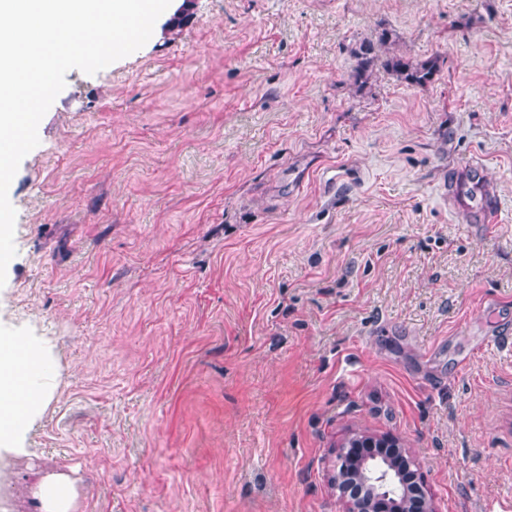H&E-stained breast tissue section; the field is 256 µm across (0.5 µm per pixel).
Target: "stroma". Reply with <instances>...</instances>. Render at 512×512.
Returning a JSON list of instances; mask_svg holds the SVG:
<instances>
[{"label": "stroma", "mask_w": 512, "mask_h": 512, "mask_svg": "<svg viewBox=\"0 0 512 512\" xmlns=\"http://www.w3.org/2000/svg\"><path fill=\"white\" fill-rule=\"evenodd\" d=\"M67 72L9 199L0 330L52 358L0 512H345L351 439L512 506V0H191ZM439 59L431 83L354 51ZM480 159L499 221L448 180ZM373 46L362 44L356 53L357 66L355 68L354 80L358 87L364 86L372 75L375 66L376 55L373 54ZM41 496L45 512H69L75 498V491L64 478L46 480L41 486Z\"/></svg>", "instance_id": "stroma-1"}]
</instances>
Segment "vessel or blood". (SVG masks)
Here are the masks:
<instances>
[{
  "instance_id": "1",
  "label": "vessel or blood",
  "mask_w": 512,
  "mask_h": 512,
  "mask_svg": "<svg viewBox=\"0 0 512 512\" xmlns=\"http://www.w3.org/2000/svg\"><path fill=\"white\" fill-rule=\"evenodd\" d=\"M448 200L455 208L468 210L475 223H494L498 204L484 180L482 163L471 160L453 177Z\"/></svg>"
}]
</instances>
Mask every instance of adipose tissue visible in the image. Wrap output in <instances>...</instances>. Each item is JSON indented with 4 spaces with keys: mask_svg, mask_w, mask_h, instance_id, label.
<instances>
[{
    "mask_svg": "<svg viewBox=\"0 0 512 512\" xmlns=\"http://www.w3.org/2000/svg\"><path fill=\"white\" fill-rule=\"evenodd\" d=\"M49 363L50 353L42 345L0 334V450L19 451L48 398L39 378Z\"/></svg>",
    "mask_w": 512,
    "mask_h": 512,
    "instance_id": "ef3b65f1",
    "label": "adipose tissue"
}]
</instances>
